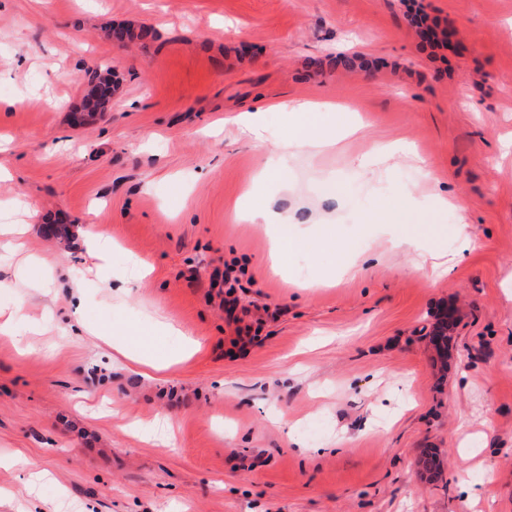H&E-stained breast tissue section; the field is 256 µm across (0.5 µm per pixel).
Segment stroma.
I'll return each instance as SVG.
<instances>
[{
    "label": "stroma",
    "mask_w": 512,
    "mask_h": 512,
    "mask_svg": "<svg viewBox=\"0 0 512 512\" xmlns=\"http://www.w3.org/2000/svg\"><path fill=\"white\" fill-rule=\"evenodd\" d=\"M99 64L119 90L77 123ZM0 100V225L27 227L0 307L45 329L0 335V454L47 474L0 466V512H512V0H0ZM291 101L363 128L285 154ZM257 109L263 152L233 122ZM378 143L403 151L357 167ZM266 207L304 234L277 274L245 218ZM88 324L170 368L137 373Z\"/></svg>",
    "instance_id": "35a3bbf8"
}]
</instances>
